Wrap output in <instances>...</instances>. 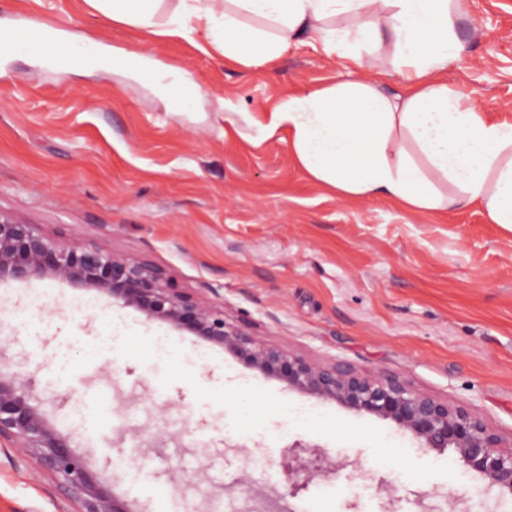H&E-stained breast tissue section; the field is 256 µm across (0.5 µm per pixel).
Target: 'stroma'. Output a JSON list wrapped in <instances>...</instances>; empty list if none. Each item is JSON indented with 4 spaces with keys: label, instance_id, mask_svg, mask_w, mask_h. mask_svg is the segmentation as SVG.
Returning a JSON list of instances; mask_svg holds the SVG:
<instances>
[{
    "label": "stroma",
    "instance_id": "stroma-1",
    "mask_svg": "<svg viewBox=\"0 0 512 512\" xmlns=\"http://www.w3.org/2000/svg\"><path fill=\"white\" fill-rule=\"evenodd\" d=\"M23 15L73 37L144 47L208 93L172 112L155 86L97 66L48 67L0 52V211L66 245L142 257L186 291L218 289L226 314L257 341L315 361L385 371L461 405L512 444V231L472 209L414 213L376 196L346 199L296 163L287 132L259 139L248 116L284 91L389 72L391 55L327 58L301 38L276 71L225 64L202 37H153L92 11L85 0H0V27ZM461 50L444 78L477 110L512 116V0H468ZM237 113L226 119L218 99ZM89 290L49 279L0 282V369L34 374L36 404L135 512H191L210 501L245 512L243 478L286 491L284 454L303 443L341 468L291 498L293 512H418L419 494H465L417 447L374 415L315 401L246 369L223 349ZM41 308V338L16 324ZM170 352L157 358L154 337ZM264 405L240 414V385ZM314 405L297 423L284 408ZM156 444L146 452V444ZM194 488L179 491L180 477ZM395 487L378 491L379 478ZM56 480L0 446V512H73Z\"/></svg>",
    "mask_w": 512,
    "mask_h": 512
}]
</instances>
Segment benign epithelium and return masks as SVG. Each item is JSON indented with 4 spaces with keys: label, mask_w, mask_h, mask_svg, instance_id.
<instances>
[{
    "label": "benign epithelium",
    "mask_w": 512,
    "mask_h": 512,
    "mask_svg": "<svg viewBox=\"0 0 512 512\" xmlns=\"http://www.w3.org/2000/svg\"><path fill=\"white\" fill-rule=\"evenodd\" d=\"M52 279L104 295L235 356L247 369L275 379L295 392L336 402L358 414L389 420L426 450L452 448L458 461L485 483L494 499L512 501V448L462 406L413 389L389 373L366 375L343 361L315 362L263 344L249 325L229 320L224 302L193 295L154 263L95 244L68 246L45 235L35 224L0 210V281ZM33 379L0 370V442L6 441L60 484L77 505L75 512H136L109 491L70 441L32 403ZM335 472L325 453H308L296 443L288 455V494L274 496L248 484L247 494L267 504L265 512H293L283 505L312 481Z\"/></svg>",
    "instance_id": "7a95c632"
}]
</instances>
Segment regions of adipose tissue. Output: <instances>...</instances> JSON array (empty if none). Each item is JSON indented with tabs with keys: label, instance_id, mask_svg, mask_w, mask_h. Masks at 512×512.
Segmentation results:
<instances>
[{
	"label": "adipose tissue",
	"instance_id": "adipose-tissue-1",
	"mask_svg": "<svg viewBox=\"0 0 512 512\" xmlns=\"http://www.w3.org/2000/svg\"><path fill=\"white\" fill-rule=\"evenodd\" d=\"M96 12L153 35L203 33L226 62L274 70L295 40L308 35L326 55L355 47L387 49L404 71L405 93L380 80L342 82L290 93L251 117L260 136L287 130L300 167L349 199L383 195L413 212L477 208L486 223L512 230V118L478 111L442 77L459 49L464 0H87ZM347 18L344 26L336 18ZM131 62L173 97L179 111L204 99L193 76L150 54L113 47L102 69Z\"/></svg>",
	"mask_w": 512,
	"mask_h": 512
}]
</instances>
